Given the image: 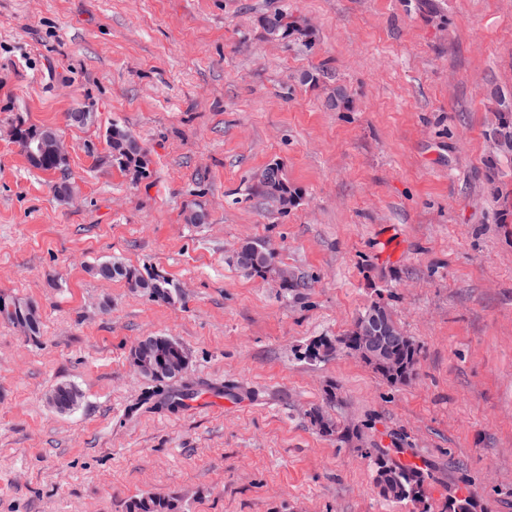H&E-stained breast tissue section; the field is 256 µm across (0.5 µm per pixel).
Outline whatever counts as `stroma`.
I'll return each mask as SVG.
<instances>
[{
    "label": "stroma",
    "instance_id": "stroma-1",
    "mask_svg": "<svg viewBox=\"0 0 512 512\" xmlns=\"http://www.w3.org/2000/svg\"><path fill=\"white\" fill-rule=\"evenodd\" d=\"M283 8L311 43L267 39ZM510 106L512 0H0V292L42 317L36 338L0 323V512H512V156L490 139ZM18 118L68 143L69 201L5 136ZM114 125L146 178L107 162ZM272 163L285 211L249 192ZM245 240L297 287L237 271ZM105 261L180 301L96 278ZM374 302L420 347L407 383L308 355ZM156 335L191 352L163 385L130 356ZM373 448L424 468L420 500L380 495ZM112 267V275L103 272L104 263L93 268L94 273L104 280L124 281L128 288L134 292L148 296L152 301L172 305L179 295L172 283L159 274L143 276L137 268L121 263L106 262ZM127 512H183L179 498L173 496L149 495L134 498Z\"/></svg>",
    "mask_w": 512,
    "mask_h": 512
}]
</instances>
